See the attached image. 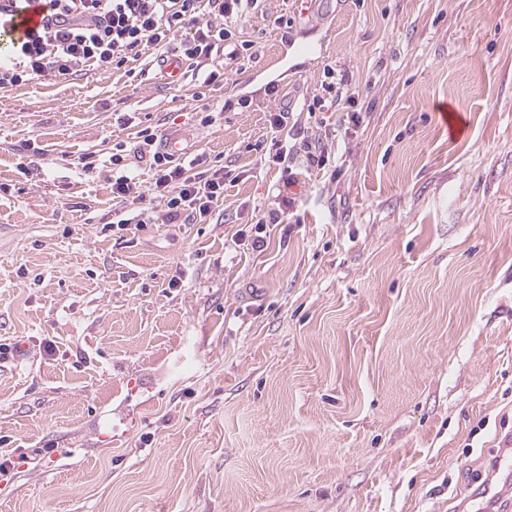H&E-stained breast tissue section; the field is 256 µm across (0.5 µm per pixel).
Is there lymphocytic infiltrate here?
<instances>
[{
	"instance_id": "lymphocytic-infiltrate-1",
	"label": "lymphocytic infiltrate",
	"mask_w": 512,
	"mask_h": 512,
	"mask_svg": "<svg viewBox=\"0 0 512 512\" xmlns=\"http://www.w3.org/2000/svg\"><path fill=\"white\" fill-rule=\"evenodd\" d=\"M43 24L22 39L10 41L0 54V89L33 79H67L96 70L109 72L138 60L145 48L167 50L178 42L179 55L205 70V84L216 82L214 52L229 40L227 20L238 15L243 0H49ZM146 163L154 172L146 187L137 186L128 160ZM111 193L125 201L136 198V214H112L111 225L153 223L152 203L163 200L164 221H203L215 200L224 196V171L202 157L176 160L162 149L159 135L145 128L128 155L113 154Z\"/></svg>"
}]
</instances>
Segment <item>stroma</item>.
Segmentation results:
<instances>
[{
	"label": "stroma",
	"instance_id": "obj_1",
	"mask_svg": "<svg viewBox=\"0 0 512 512\" xmlns=\"http://www.w3.org/2000/svg\"><path fill=\"white\" fill-rule=\"evenodd\" d=\"M302 9L246 0L254 53L205 88L146 49L0 89V349L30 351L0 368V512L472 506L512 436V0ZM330 68L346 99L309 111ZM148 126L224 199L118 237L112 152Z\"/></svg>",
	"mask_w": 512,
	"mask_h": 512
}]
</instances>
